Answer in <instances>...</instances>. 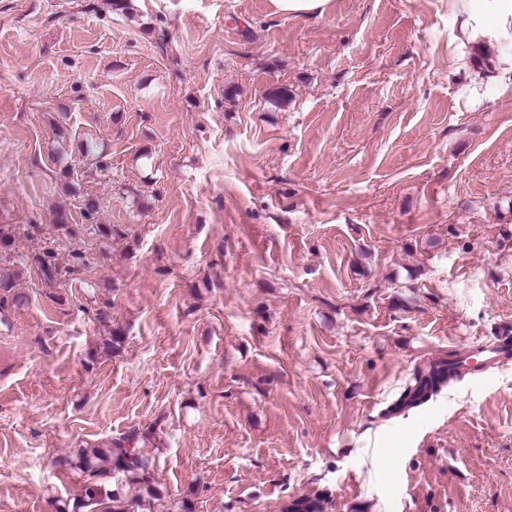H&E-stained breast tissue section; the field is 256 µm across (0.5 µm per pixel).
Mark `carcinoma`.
Here are the masks:
<instances>
[{"instance_id": "1", "label": "carcinoma", "mask_w": 512, "mask_h": 512, "mask_svg": "<svg viewBox=\"0 0 512 512\" xmlns=\"http://www.w3.org/2000/svg\"><path fill=\"white\" fill-rule=\"evenodd\" d=\"M37 263L42 278L49 284L54 283L59 275L60 268L52 260V253L44 251L33 257ZM25 301V295L15 291V276L0 274V314L10 307H18ZM450 359L438 360V365L423 376H417L407 385L402 396L399 397L395 408L401 409L410 400L416 397L428 398L429 393L438 390L440 379L447 378V371L453 365ZM157 447V432L154 428L145 430L133 429L128 433L110 440L101 445H90L81 448L70 460V466L91 477L82 489V495L75 505V509H93L104 501L112 503L106 512H129L121 496L93 481L96 476L112 472L123 475L131 484L139 486L141 493L150 500L160 499V493L155 486L153 476L152 449ZM287 512H324L323 501L319 498L304 497L288 506Z\"/></svg>"}]
</instances>
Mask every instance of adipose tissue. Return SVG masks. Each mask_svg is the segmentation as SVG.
<instances>
[{"label": "adipose tissue", "instance_id": "1", "mask_svg": "<svg viewBox=\"0 0 512 512\" xmlns=\"http://www.w3.org/2000/svg\"><path fill=\"white\" fill-rule=\"evenodd\" d=\"M461 40L482 48L485 39L512 38V0H454Z\"/></svg>", "mask_w": 512, "mask_h": 512}]
</instances>
